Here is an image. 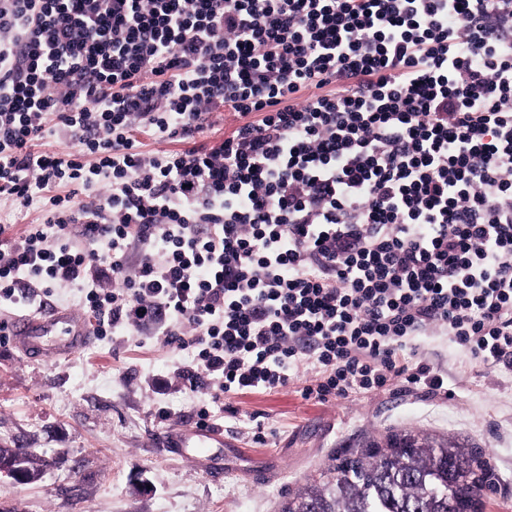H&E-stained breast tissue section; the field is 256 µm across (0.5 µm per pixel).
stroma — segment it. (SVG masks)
Here are the masks:
<instances>
[{"label":"stroma","mask_w":512,"mask_h":512,"mask_svg":"<svg viewBox=\"0 0 512 512\" xmlns=\"http://www.w3.org/2000/svg\"><path fill=\"white\" fill-rule=\"evenodd\" d=\"M12 318L0 313V444H22L49 465L32 483L0 478V512H278L338 449L392 430L481 448L496 478L483 512H512V371L473 368L446 337L422 339L424 359L448 376L443 399L397 385L318 402L298 383L227 399L225 437L280 458L278 479L258 485L208 479L156 448V432L196 422L199 403L175 377V351L161 337L96 338L67 356L32 359L6 332ZM254 414L265 439L243 428Z\"/></svg>","instance_id":"35a3bbf8"}]
</instances>
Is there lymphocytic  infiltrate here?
Here are the masks:
<instances>
[{
	"instance_id": "obj_1",
	"label": "lymphocytic infiltrate",
	"mask_w": 512,
	"mask_h": 512,
	"mask_svg": "<svg viewBox=\"0 0 512 512\" xmlns=\"http://www.w3.org/2000/svg\"><path fill=\"white\" fill-rule=\"evenodd\" d=\"M2 197L0 305L156 328L201 424L447 395L421 337L512 368V0H0Z\"/></svg>"
}]
</instances>
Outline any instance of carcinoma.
Masks as SVG:
<instances>
[{
	"mask_svg": "<svg viewBox=\"0 0 512 512\" xmlns=\"http://www.w3.org/2000/svg\"><path fill=\"white\" fill-rule=\"evenodd\" d=\"M0 465L23 466L32 482L47 461L1 444ZM493 491L480 449L399 430L333 456L302 491L284 496L279 512H479Z\"/></svg>",
	"mask_w": 512,
	"mask_h": 512,
	"instance_id": "cac0c4a2",
	"label": "carcinoma"
}]
</instances>
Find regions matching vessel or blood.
Returning a JSON list of instances; mask_svg holds the SVG:
<instances>
[{
	"mask_svg": "<svg viewBox=\"0 0 512 512\" xmlns=\"http://www.w3.org/2000/svg\"><path fill=\"white\" fill-rule=\"evenodd\" d=\"M9 334L25 352L39 358L49 353H72L90 340L93 329L70 311L50 307L16 317L9 325ZM155 439L171 458L191 460L200 471L216 480L223 479L226 461L244 453L240 444L225 438L220 427L194 424L165 428L156 433ZM276 473L275 454L251 457L247 474L252 482H271Z\"/></svg>",
	"mask_w": 512,
	"mask_h": 512,
	"instance_id": "obj_1",
	"label": "vessel or blood"
}]
</instances>
